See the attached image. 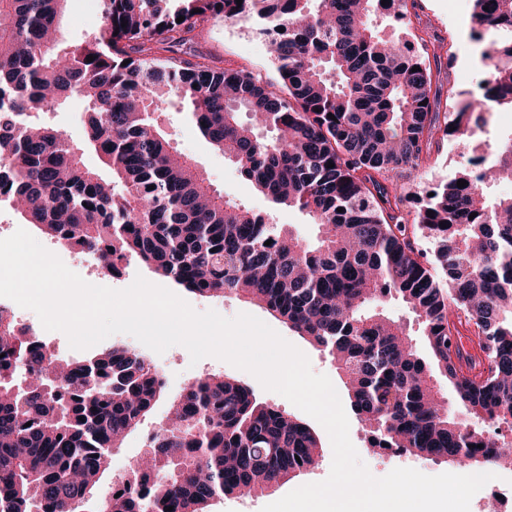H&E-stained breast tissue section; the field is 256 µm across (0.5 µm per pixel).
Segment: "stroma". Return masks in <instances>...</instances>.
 Instances as JSON below:
<instances>
[{"instance_id":"stroma-1","label":"stroma","mask_w":512,"mask_h":512,"mask_svg":"<svg viewBox=\"0 0 512 512\" xmlns=\"http://www.w3.org/2000/svg\"><path fill=\"white\" fill-rule=\"evenodd\" d=\"M102 9L103 0H68L57 34L59 46L66 47L88 40L98 28ZM472 12L473 0H414L408 7L406 21L389 16L379 17L376 21L377 26L387 32H402L411 27L427 32L432 42L452 46L454 57L440 58L433 67L432 95L435 99V111H447L449 90L455 89L468 94L483 79L484 66L478 54L470 49ZM199 49L204 54L224 58L227 64L247 68L263 79L271 80L275 77L267 48L250 25L221 20L210 22L202 32ZM157 123L168 135L171 145L192 158L214 188L234 197L246 208L268 215L272 223L285 225L304 241L315 242L318 235L317 225L312 224L310 218L297 209L272 206L249 181L241 177L233 164L225 161L222 152L215 150L200 136L180 104H172L168 111L159 113ZM510 134L512 109L497 108L487 122L477 129L474 140L449 139L440 134L436 135L437 149L432 163L418 168L404 184V191L409 196L407 211L418 210L422 198L433 184L447 180L461 171L472 154L473 141L492 144ZM176 293L199 312L212 309L226 318L248 313L261 319L301 350L309 358L314 372L327 375L339 397H346L347 391L330 358L266 310L234 295L206 298L181 287L177 288ZM44 337L50 350L66 360L81 359L88 353L95 355L115 346H123L144 350L147 359L153 365L161 367L165 378V394L138 429L127 437L123 447L113 452L112 467L116 470L130 465L144 453V437L165 423L170 399L182 393L195 377L207 373H221L238 379L252 389L259 401L278 406L296 417L301 414L300 409L283 396L263 389L250 373L214 357L191 363L188 351L180 345L172 346L159 354L143 349L141 342L131 335L115 334L91 347L90 351L84 352L71 349L62 332L48 331ZM317 434L323 448L317 467L259 496L216 499L211 506L212 512H261L264 506L279 500L295 488L325 480L330 473L333 451L326 430L318 429Z\"/></svg>"}]
</instances>
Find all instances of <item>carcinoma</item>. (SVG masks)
<instances>
[{"instance_id": "1", "label": "carcinoma", "mask_w": 512, "mask_h": 512, "mask_svg": "<svg viewBox=\"0 0 512 512\" xmlns=\"http://www.w3.org/2000/svg\"><path fill=\"white\" fill-rule=\"evenodd\" d=\"M66 2L0 0V198L108 274L135 258L200 296H242L281 318L346 378L370 447L465 468L512 463L489 432L512 424V195L484 193L512 181V137L487 154L475 146L414 216L432 260L407 234L400 184L430 160L438 130L471 137L482 113L512 108V0H474L493 43L482 95L452 100L441 128L439 55L404 57V38L372 24L382 0H105L93 37L58 48ZM219 19L285 28L270 42L277 80L197 51ZM75 94L86 102L80 144L42 120ZM174 99L269 202L318 225L314 244L213 188L174 150L154 118ZM385 297L415 315L429 359L372 307ZM463 325L478 329L479 353L451 348ZM443 381L480 425L455 416ZM163 389L134 349L63 364L0 312V512H76ZM170 413L150 437L151 464L131 465L106 512H210L321 458L308 424L222 374L193 380Z\"/></svg>"}]
</instances>
